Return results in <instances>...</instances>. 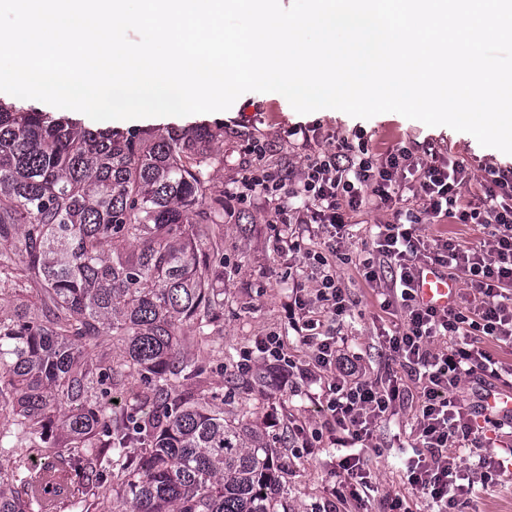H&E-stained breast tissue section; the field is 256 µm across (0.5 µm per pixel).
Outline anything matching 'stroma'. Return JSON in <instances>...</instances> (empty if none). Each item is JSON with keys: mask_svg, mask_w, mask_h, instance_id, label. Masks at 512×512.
Instances as JSON below:
<instances>
[{"mask_svg": "<svg viewBox=\"0 0 512 512\" xmlns=\"http://www.w3.org/2000/svg\"><path fill=\"white\" fill-rule=\"evenodd\" d=\"M201 124L224 129L223 142L214 146L218 161L209 169L212 184L224 191V323L220 330L223 349L210 352L189 343L184 346L186 356L202 363L205 369L206 382L199 395L208 400L224 399L225 379L237 368L235 359L227 361L226 352H233L236 358L253 348L256 337L279 333L290 355L300 360L310 356L309 348L288 331L284 302L289 286L294 283L306 295H313L320 272L309 266L302 255L291 256L284 251L282 229L273 223L270 205L242 201L234 195L246 167L274 170L286 165L293 174H300L304 157L289 146L283 137L284 130L302 125L319 128L325 135L350 139L360 134L376 153L400 141L412 144L421 152L450 153L473 176L469 187L473 194L479 191L478 181L486 170L512 167L511 155L483 147L472 135L446 126L429 127L394 112L369 119L343 112L301 115L283 95L274 92L244 93L224 112L112 120L108 126L120 132L133 128L174 131ZM255 139L275 144L274 151L260 161L245 150L248 142ZM336 276L348 289L356 307L352 318L326 321L325 329L344 340L350 353L358 356L366 378H383L389 361L380 346L381 336L394 329L397 319L379 308L373 286L365 281L358 266L337 263ZM403 384L409 396L401 410L373 427L371 443L378 451L369 456L368 466L380 494L371 500L369 512H383V497L387 494L405 498L413 512L426 510L423 500L405 479V463L412 454L419 404L416 382L407 376ZM318 390V385L304 382L298 383L293 391H283L274 385L266 388L257 382L251 392L235 396L232 405L235 413L261 424L269 445L276 449L284 466L281 483L287 512H312L329 496L334 485L327 451L300 450L302 432L319 428L327 438L335 432L334 427L325 425L318 409L314 397Z\"/></svg>", "mask_w": 512, "mask_h": 512, "instance_id": "obj_1", "label": "stroma"}]
</instances>
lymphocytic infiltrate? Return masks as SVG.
<instances>
[{
    "mask_svg": "<svg viewBox=\"0 0 512 512\" xmlns=\"http://www.w3.org/2000/svg\"><path fill=\"white\" fill-rule=\"evenodd\" d=\"M285 137L304 154L300 178L287 171L247 168L238 184L242 200L271 204L274 223L299 225L297 235L286 241L289 253L303 255L323 271L313 300L295 293L285 303L288 325L309 346L310 358L299 361L288 355L275 332L255 341L278 387L296 377L319 383L321 411L343 431L330 440L339 454L336 480L316 512H342L346 505L368 503L375 487L363 453L370 447L373 425L396 415L405 400L398 382L402 372L414 377L420 389L408 484L429 512H475L478 498L453 450L499 432L503 423L481 417L478 404L461 402L457 393L466 377L482 388H512V368L483 347L487 341L512 346V168L489 170L480 185V204L471 207L461 203L470 177L459 161L445 155L422 158L405 146L378 155L367 143L345 138L323 148L316 131L302 126L289 127ZM383 208L392 211V222L378 225L357 256L365 280L376 286L380 308L399 320L394 334L384 336L383 346L400 371L378 383L363 377L357 359L345 353L336 337H322L320 317L340 320L354 306L336 275L325 271L339 254L337 231L353 215ZM427 217L476 224L486 229L487 237L478 249L462 248L447 238L430 244L417 233ZM313 240L318 249L310 248ZM429 266L461 272L472 298H459L445 309L422 304L416 288L422 269ZM386 269L392 272L387 282L382 279ZM438 338L447 339V346L435 347Z\"/></svg>",
    "mask_w": 512,
    "mask_h": 512,
    "instance_id": "obj_1",
    "label": "lymphocytic infiltrate"
}]
</instances>
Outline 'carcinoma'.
Returning a JSON list of instances; mask_svg holds the SVG:
<instances>
[{
    "label": "carcinoma",
    "instance_id": "1",
    "mask_svg": "<svg viewBox=\"0 0 512 512\" xmlns=\"http://www.w3.org/2000/svg\"><path fill=\"white\" fill-rule=\"evenodd\" d=\"M224 129L92 130L0 104V512L40 507L30 453L69 475L55 512H278L251 421L179 389L224 320ZM40 287L31 290L29 282ZM120 352L108 359L100 340ZM129 405L112 410V390ZM121 479H112L113 470Z\"/></svg>",
    "mask_w": 512,
    "mask_h": 512
}]
</instances>
